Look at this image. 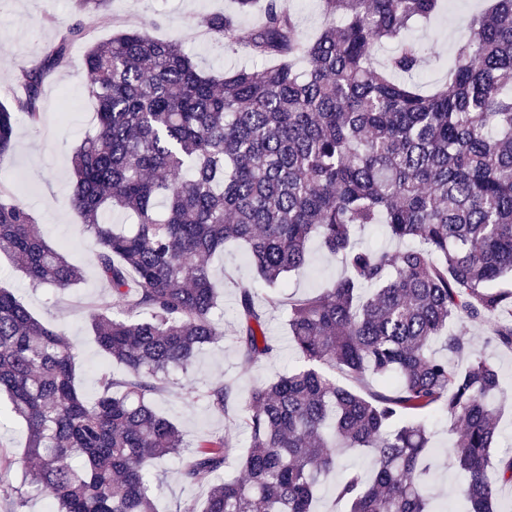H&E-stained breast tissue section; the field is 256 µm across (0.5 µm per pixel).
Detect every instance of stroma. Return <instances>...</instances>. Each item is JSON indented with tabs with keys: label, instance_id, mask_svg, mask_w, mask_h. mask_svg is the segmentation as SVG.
<instances>
[{
	"label": "stroma",
	"instance_id": "35a3bbf8",
	"mask_svg": "<svg viewBox=\"0 0 512 512\" xmlns=\"http://www.w3.org/2000/svg\"><path fill=\"white\" fill-rule=\"evenodd\" d=\"M454 10L425 27L414 28L412 34L429 52V63L422 70V80L429 85L441 84L448 76V58L455 41L465 39L467 30L462 16L481 7V0H452ZM77 0H0V103L18 94L15 82L18 71L43 52L56 39L60 26L81 22L94 39L109 38L127 26L155 20L154 37L177 38L194 54L206 71L220 75L241 66L254 67L246 53L231 52L215 38L198 40L203 18L213 12L234 8V0H110V24H102L92 13L79 11ZM53 15L55 24H45V15ZM84 43H76L66 67L56 71L46 82L40 108L39 128L19 122L14 153L0 161V183L35 185L36 191L22 195L21 200L33 214L44 238L53 244L73 243L72 259L84 272L81 283L68 292L32 287L24 275L0 254V288L13 291L41 321L61 328L78 352L77 384L87 399L99 391L98 375L108 366L107 357L99 349L88 318L91 305L107 299L109 288L97 274L95 246L82 231L81 218L68 204L72 192L69 164L74 147L94 122V105L86 95L87 75L82 58ZM220 305L215 316L222 335L203 347L196 355L189 373L172 371L165 391L155 404L159 412L173 422L187 439L207 435H231L238 448H246L245 413L241 404L229 406L225 413L213 412L204 400L184 398L185 385L204 389L217 382L232 383L238 394H246L254 384L269 381L297 359L288 345V328L283 309L269 310L267 332L277 343L276 357L250 364L239 354L234 331L237 325L236 299L240 288L253 286L256 272L244 251L226 244L223 251L209 260ZM345 272L343 264L329 255L319 242L310 245V264L288 277L287 296L299 298L321 292ZM472 348L495 362L501 374L498 399L500 437L495 456L512 455V352L487 345L481 329H471ZM431 446L436 458L431 478L432 489L443 512H457L455 489L460 482L458 472L448 464V450L454 434L441 416L431 418ZM26 444L24 426L10 413L0 414V512H43L41 497L31 496L18 505L14 493L20 486V461ZM185 461L170 458L155 464L151 481L156 484L158 512H184L190 506H202L207 489L184 483L178 472Z\"/></svg>",
	"mask_w": 512,
	"mask_h": 512
}]
</instances>
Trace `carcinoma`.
<instances>
[{
	"label": "carcinoma",
	"instance_id": "carcinoma-1",
	"mask_svg": "<svg viewBox=\"0 0 512 512\" xmlns=\"http://www.w3.org/2000/svg\"><path fill=\"white\" fill-rule=\"evenodd\" d=\"M443 2L321 0L331 22L305 41L281 0H235L203 23L263 69L222 76L144 27L93 40L75 23L16 75L24 95L0 104L1 160L18 118L40 125L46 77L86 43L95 125L72 153L70 205L122 301L94 305L90 318L99 348L123 366L101 373L99 395L86 399L65 333L0 288V398L35 463L19 503L46 493L56 512H155L150 465L187 448L155 397L221 335L205 259L243 244L275 290L317 240L346 273L288 303L301 364L246 392V452L225 435L195 444L180 478L209 485L201 512H314L319 477L339 466L330 434L371 457L370 475L350 470L336 483L344 512H438L425 425L434 411L456 434L448 452L465 512H497L498 485L512 484V457L492 455L500 370L457 328L482 327L512 349V0H485L466 17L448 79L428 89L402 76L424 62L411 30ZM257 7L261 22L245 26ZM388 44L394 52L377 62ZM114 211L135 224L117 228ZM370 224L406 246H356L354 229ZM0 252L34 286L64 292L83 279L2 189ZM255 298L241 288L237 308L238 347L254 364L277 352ZM233 395L228 383L205 392L218 413ZM232 456L242 476L217 478Z\"/></svg>",
	"mask_w": 512,
	"mask_h": 512
}]
</instances>
